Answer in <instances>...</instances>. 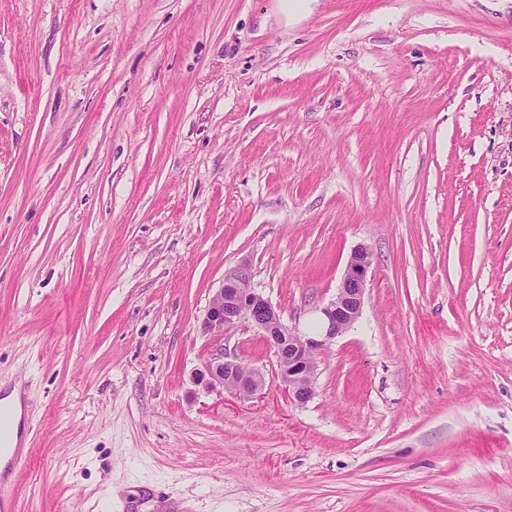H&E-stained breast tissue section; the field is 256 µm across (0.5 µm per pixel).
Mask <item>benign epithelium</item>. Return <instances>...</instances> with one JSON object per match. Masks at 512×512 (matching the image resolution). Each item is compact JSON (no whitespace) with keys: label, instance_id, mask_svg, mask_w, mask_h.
Listing matches in <instances>:
<instances>
[{"label":"benign epithelium","instance_id":"1","mask_svg":"<svg viewBox=\"0 0 512 512\" xmlns=\"http://www.w3.org/2000/svg\"><path fill=\"white\" fill-rule=\"evenodd\" d=\"M372 253L365 246L354 249L337 288L336 297L320 309L318 331L308 336L283 322L279 312L252 287L253 269L243 259L224 272L203 320L211 353L192 375L197 386L225 387L246 399L265 394L266 374L224 351V339L239 327L256 329L265 337L276 366V379L288 399L303 405L315 395L319 354L336 337L349 330L362 314Z\"/></svg>","mask_w":512,"mask_h":512}]
</instances>
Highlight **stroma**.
Segmentation results:
<instances>
[{
  "label": "stroma",
  "mask_w": 512,
  "mask_h": 512,
  "mask_svg": "<svg viewBox=\"0 0 512 512\" xmlns=\"http://www.w3.org/2000/svg\"><path fill=\"white\" fill-rule=\"evenodd\" d=\"M281 2L0 0L11 512H512V0ZM360 245L313 400L192 383L225 270L309 332Z\"/></svg>",
  "instance_id": "35a3bbf8"
}]
</instances>
